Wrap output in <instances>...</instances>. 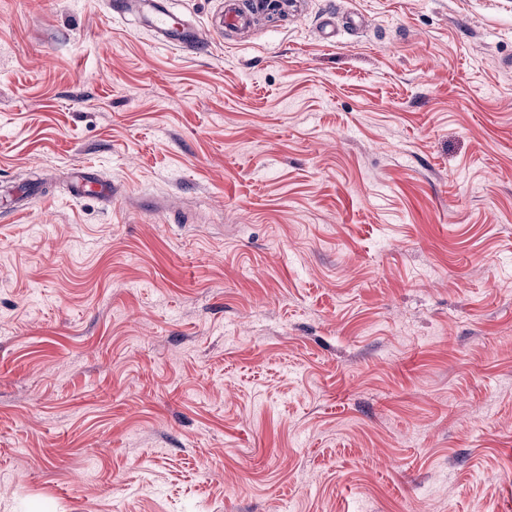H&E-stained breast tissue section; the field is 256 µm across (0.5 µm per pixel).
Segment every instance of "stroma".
Listing matches in <instances>:
<instances>
[{
    "label": "stroma",
    "instance_id": "35a3bbf8",
    "mask_svg": "<svg viewBox=\"0 0 512 512\" xmlns=\"http://www.w3.org/2000/svg\"><path fill=\"white\" fill-rule=\"evenodd\" d=\"M508 59L512 0H0V512H512ZM245 3L252 4L253 9H243L238 1L227 0L224 3L222 24L213 27L209 36L204 35L195 25L175 22L171 13L158 6L153 20L156 43L163 47L204 54L209 50L211 35L224 36V31L238 32L248 28L262 13L275 11L295 16L303 10L300 0H249Z\"/></svg>",
    "mask_w": 512,
    "mask_h": 512
}]
</instances>
